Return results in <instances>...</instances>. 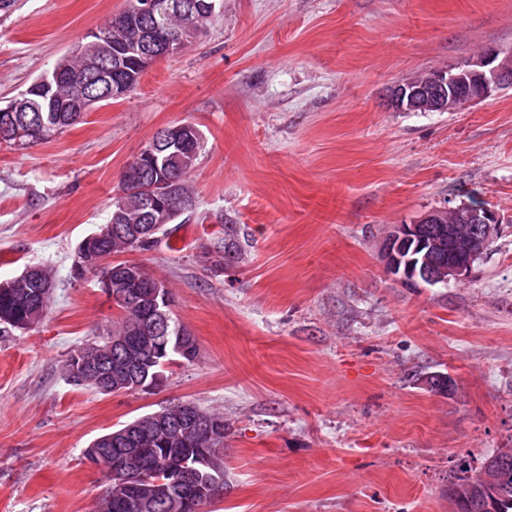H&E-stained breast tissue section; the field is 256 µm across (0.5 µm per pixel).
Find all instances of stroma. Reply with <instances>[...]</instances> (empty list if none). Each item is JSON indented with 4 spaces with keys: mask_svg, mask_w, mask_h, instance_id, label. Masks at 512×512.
<instances>
[{
    "mask_svg": "<svg viewBox=\"0 0 512 512\" xmlns=\"http://www.w3.org/2000/svg\"><path fill=\"white\" fill-rule=\"evenodd\" d=\"M127 0H21L0 20V106ZM512 51V0H223L125 98L42 142L0 144V282L52 275V306L0 331V512H94L85 448L178 402L223 414V499L202 512H452L461 460L512 448V89L450 112H394L395 82ZM189 121L196 206L149 252L197 358L148 392L102 394L60 363L118 308L78 244L126 165ZM478 201L500 230L462 282L384 270L393 224ZM243 260L215 272L225 225ZM455 382L430 392L427 375Z\"/></svg>",
    "mask_w": 512,
    "mask_h": 512,
    "instance_id": "35a3bbf8",
    "label": "stroma"
}]
</instances>
